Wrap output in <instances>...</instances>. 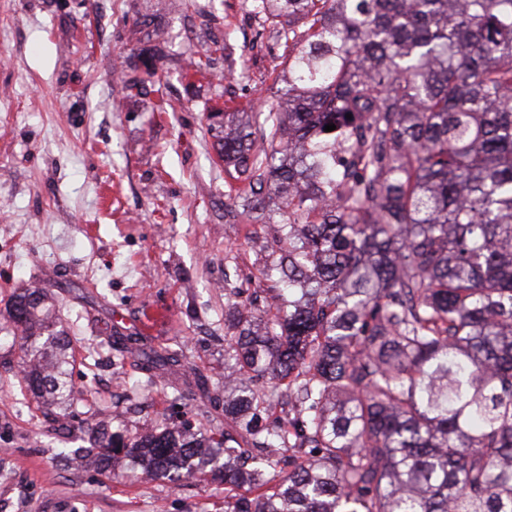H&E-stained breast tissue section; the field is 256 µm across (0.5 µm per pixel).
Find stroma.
Listing matches in <instances>:
<instances>
[{
  "label": "stroma",
  "instance_id": "1",
  "mask_svg": "<svg viewBox=\"0 0 512 512\" xmlns=\"http://www.w3.org/2000/svg\"><path fill=\"white\" fill-rule=\"evenodd\" d=\"M251 0H0V512H224V486L75 469L105 420L131 436L174 410L224 430V303L265 299L262 225L216 160L207 115L278 102L288 66ZM216 53H209V46ZM209 55L207 75L189 57ZM152 81L125 90L133 63ZM166 111H154L158 100ZM37 286L75 354L71 405L21 395L6 309ZM165 318L143 331L146 309ZM137 337L135 353L116 341ZM177 363L154 365V352Z\"/></svg>",
  "mask_w": 512,
  "mask_h": 512
}]
</instances>
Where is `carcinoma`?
I'll use <instances>...</instances> for the list:
<instances>
[{"mask_svg": "<svg viewBox=\"0 0 512 512\" xmlns=\"http://www.w3.org/2000/svg\"><path fill=\"white\" fill-rule=\"evenodd\" d=\"M252 7L290 25L281 101L210 128L247 213L273 194L282 220L271 301L229 307L230 428L98 426L91 461L207 472L224 512H512V0ZM9 315L28 390L72 401L50 297Z\"/></svg>", "mask_w": 512, "mask_h": 512, "instance_id": "1", "label": "carcinoma"}]
</instances>
